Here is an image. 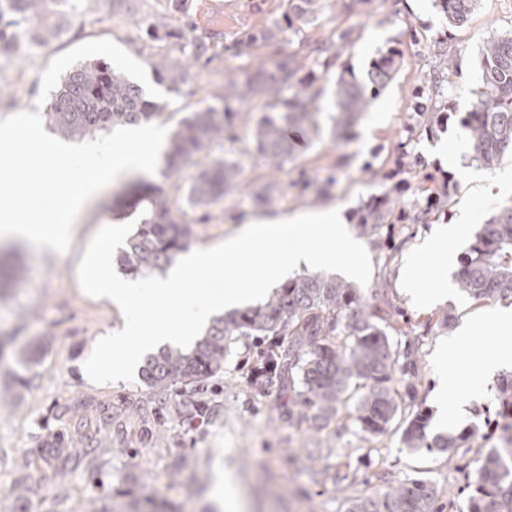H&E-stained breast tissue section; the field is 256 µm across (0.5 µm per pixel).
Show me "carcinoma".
I'll return each mask as SVG.
<instances>
[{
  "label": "carcinoma",
  "instance_id": "carcinoma-1",
  "mask_svg": "<svg viewBox=\"0 0 512 512\" xmlns=\"http://www.w3.org/2000/svg\"><path fill=\"white\" fill-rule=\"evenodd\" d=\"M48 0H0V42L11 36L42 38L39 21ZM185 17L174 29L162 22L146 27L154 41L178 43L194 31L188 0H165ZM282 20L270 27L249 30L236 41L238 54L250 56L270 46L279 35L290 31L306 39V28L316 21L326 0H284ZM448 25L466 24L477 0H436ZM354 31L345 30L335 41H317L298 57L264 58L244 79L224 81L222 102L217 111L208 107L184 118L173 132L167 152V168L174 173L208 151L212 144L231 136L234 118L258 95L266 100L260 116L249 131L254 150L267 171L283 170L295 149L293 134L317 135L315 104L321 95L317 67H328ZM209 43L202 37L180 44V56L156 57L151 66L157 80L176 89L186 83L193 64L211 60ZM430 69L423 75L411 97L410 111L416 126L430 132L457 116L442 107L445 85L452 83L457 65L450 50L433 44ZM482 85L474 91L473 109L459 117L474 161L494 168L512 160V31L488 40L481 52ZM403 64L393 47L382 50L370 63L367 78L360 80L349 71L339 75L334 92V111L329 113V136L343 140L372 102L387 88ZM160 105L148 99L142 88L106 60L79 64L69 71L53 92L49 120L65 135L83 137L114 125L138 126L155 119ZM381 177L382 193L364 203L356 212L357 231L374 240L388 224H425L448 203L449 184L425 190V194L404 205L400 184L388 183L387 174L369 168ZM240 174L237 161L214 158L203 167L188 189V202L209 209L224 201V195ZM266 207L279 203L271 183L253 192ZM175 199L164 189L144 182L134 186L121 200L123 207L138 215L126 250L117 257L121 269L130 275L162 271L189 246L191 227L181 223L174 212ZM457 286L477 305L498 303L512 306V203L499 206L488 221L479 225L460 257ZM402 313L390 308L371 310L360 290L333 276L304 273L289 278L262 305L237 310L213 320L206 334L190 349L164 348L150 356L142 369L144 385L152 395L167 402L176 398L178 413L195 429L213 418L220 402L214 380L224 373V364L240 346L247 350L244 361L248 386L257 395L279 392L287 383L295 390L298 418L320 432L331 424L341 428L350 420L372 436L389 432L399 412L394 386L395 365L409 359L411 350H401L394 341ZM499 407H512V371L497 379ZM84 424L73 426L66 438L44 442L51 449L56 468L67 470L73 457L93 453L83 432ZM424 415H415L402 433L409 448L448 452L456 440L431 437ZM471 493L468 512H512V464L497 450L467 476ZM124 499L118 509L114 497L98 499L93 512H181L157 504L141 493L136 483L115 490ZM346 512H442L436 495L424 479H413L391 490L366 494L349 500Z\"/></svg>",
  "mask_w": 512,
  "mask_h": 512
}]
</instances>
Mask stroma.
<instances>
[{
	"label": "stroma",
	"instance_id": "1",
	"mask_svg": "<svg viewBox=\"0 0 512 512\" xmlns=\"http://www.w3.org/2000/svg\"><path fill=\"white\" fill-rule=\"evenodd\" d=\"M283 11V0H190L196 33L209 37L214 57L197 64L186 84L166 92L158 124L172 131L191 112L222 109L219 95L225 75L244 76L251 65L250 58L230 51L232 39L251 27L272 24ZM163 12L162 0H133L127 9L111 8L109 0H64L50 6L40 18L45 40L20 51L13 70L0 74V120L25 110L48 112V105L38 102L42 73L52 58L76 45L108 38L144 65L168 52V43L152 41L145 34L146 24L162 17L178 25V18L164 17ZM347 27L354 28L355 35L321 75L319 112L332 111L335 82L342 70L366 78L378 52L393 45L402 50L403 64L351 138L335 142L323 135L296 148L276 176L281 200L274 214L290 217L333 207L346 224H353L356 211L382 191L380 184L368 179L364 164L392 159L396 144L412 123L411 90L427 68L429 45L447 40L458 63L449 105L458 112L470 110L481 83V49L494 35L512 30V0H478L470 21L460 28L449 27L434 0H370L367 14L361 17L341 13L339 4L330 0L308 34L327 37ZM235 126L237 140L220 141L212 153L242 161L236 189L221 206L211 209L206 221L201 209L186 199L175 204L180 221L192 228L190 249L222 243L248 219L266 213L246 193L247 184L263 179L265 170L248 153L247 122L240 119ZM409 139L408 150L417 164L401 174L403 198L412 201L432 183L450 182L448 204L433 224L453 227L455 250L463 252L477 225L512 200V189L477 188L471 176L478 166L470 151L461 152L452 164L435 154V147L465 142L458 124ZM331 173L336 182L329 185L325 178ZM136 178L133 172L124 175L89 206L64 253L22 241L0 244V264L23 269L18 280L0 288V391L9 396L8 403L0 406V455L9 457L8 462H0V512H85L89 497L107 496L130 480L155 500L180 504L183 512H220L212 498L219 467L231 472L244 512H345L349 498L415 478L433 484L443 512H466V474L480 464L484 448L471 440L446 453L431 452L408 448L402 441L403 430L419 412L427 418L428 434L438 435L432 392L442 373L448 377L449 398L473 386L479 389L466 417L450 428V435L472 428L500 445L512 437L499 429L498 417L486 414L494 406L495 382L483 377L479 364L498 343V335L473 332L468 338L467 365L453 358L436 359L440 342L455 333L454 327L442 325V315L453 313L460 324L477 318L480 308L462 295L420 309L397 286L398 272L407 263L419 267L424 288L434 287L443 273L440 258L417 250L433 224L396 225L400 247L392 254L370 238L362 240L372 269L370 283L361 292L371 305L382 308L390 303L403 311L407 321L397 341L416 353L414 377H395L404 413L388 434L375 438L353 426L314 433L308 423L297 420L296 406L288 395L259 396L248 389L236 359L228 362L216 384L221 402L218 414L191 430L173 406L159 403L141 380L97 385L84 370L95 342L121 330L124 318L107 301L83 291L78 265L93 236L117 223L112 203ZM382 280L387 288L375 292V283ZM33 340L40 343L36 359L23 363L19 352ZM65 405L70 406V414L59 416V407ZM105 406L113 414L108 426L98 422L99 410ZM78 421L84 422L96 449L95 467L73 463L64 474L47 467L40 458L46 435H65ZM311 453L330 456L337 470L354 475V483L340 491L332 476L312 479L307 461ZM23 460L40 487L39 496L29 503L12 491L16 479L12 464Z\"/></svg>",
	"mask_w": 512,
	"mask_h": 512
}]
</instances>
